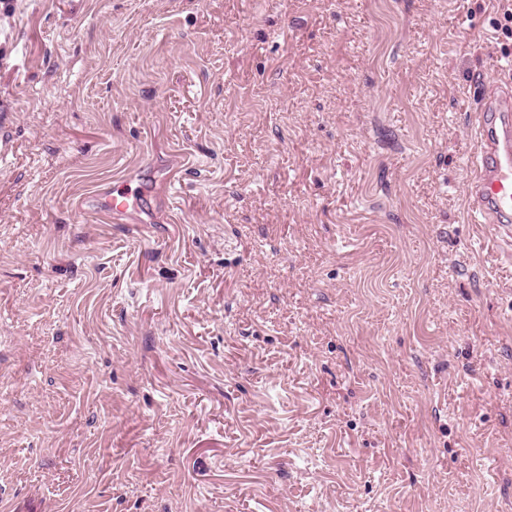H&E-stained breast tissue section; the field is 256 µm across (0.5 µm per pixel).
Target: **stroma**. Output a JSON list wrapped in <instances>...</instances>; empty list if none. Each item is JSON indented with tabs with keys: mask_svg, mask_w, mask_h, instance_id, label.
Here are the masks:
<instances>
[{
	"mask_svg": "<svg viewBox=\"0 0 512 512\" xmlns=\"http://www.w3.org/2000/svg\"><path fill=\"white\" fill-rule=\"evenodd\" d=\"M498 5L0 4V512H512ZM510 86V85H509ZM511 89V86H510ZM512 89L478 113L470 195L476 224L512 241ZM146 193V186L139 185L124 195L100 197L97 202L96 211L108 220L115 221L124 217L140 222L142 202Z\"/></svg>",
	"mask_w": 512,
	"mask_h": 512,
	"instance_id": "obj_1",
	"label": "stroma"
}]
</instances>
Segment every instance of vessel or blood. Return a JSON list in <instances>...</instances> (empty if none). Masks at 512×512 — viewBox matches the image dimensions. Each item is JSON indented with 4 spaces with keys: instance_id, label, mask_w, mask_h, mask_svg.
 Segmentation results:
<instances>
[{
    "instance_id": "vessel-or-blood-1",
    "label": "vessel or blood",
    "mask_w": 512,
    "mask_h": 512,
    "mask_svg": "<svg viewBox=\"0 0 512 512\" xmlns=\"http://www.w3.org/2000/svg\"><path fill=\"white\" fill-rule=\"evenodd\" d=\"M477 155L472 164L470 195L476 223L491 224L496 236L512 241V93L478 114ZM146 186L100 197L96 210L109 220H139Z\"/></svg>"
}]
</instances>
